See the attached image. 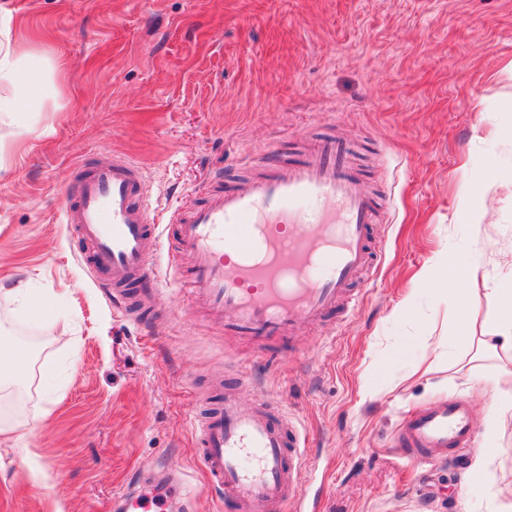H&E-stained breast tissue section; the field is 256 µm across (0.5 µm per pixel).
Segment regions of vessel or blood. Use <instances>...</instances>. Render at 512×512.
Returning <instances> with one entry per match:
<instances>
[{"instance_id":"1","label":"vessel or blood","mask_w":512,"mask_h":512,"mask_svg":"<svg viewBox=\"0 0 512 512\" xmlns=\"http://www.w3.org/2000/svg\"><path fill=\"white\" fill-rule=\"evenodd\" d=\"M151 208L139 164L115 159L82 169L66 212L93 280L128 316L136 312L134 281L143 280L146 295L161 292L155 261L164 237L173 260L190 259L180 283L196 304L225 330L260 343L349 313L359 301L354 284L380 263L371 229L382 198L364 189L349 144L333 135L298 161L230 182L214 174L204 201L175 210L167 229L153 224ZM194 428L198 461L224 512H288L302 498L305 448L264 399L246 405L228 392ZM399 444L420 464L474 446L470 407L451 401L411 414ZM172 498L189 512L176 481L162 497L124 496L119 512H166Z\"/></svg>"}]
</instances>
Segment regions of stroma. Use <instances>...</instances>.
Segmentation results:
<instances>
[{
  "mask_svg": "<svg viewBox=\"0 0 512 512\" xmlns=\"http://www.w3.org/2000/svg\"><path fill=\"white\" fill-rule=\"evenodd\" d=\"M14 55L48 73L39 112H0V342L25 344L0 399V512H114L135 480L177 474L193 512H224L197 460L193 419L224 389L265 395L306 434L299 512H502L512 503V408L501 362L474 337L499 328L491 287L512 275V0H0ZM494 126L502 135L482 138ZM334 132L359 143L386 193L379 268L335 335L253 347L195 310L166 263L160 303L113 311L64 212L82 162L136 160L158 224L247 155L299 156ZM473 154L479 168L461 167ZM482 176L491 211L457 215ZM471 250L463 316L418 279ZM26 280L45 305L11 288ZM405 317H395L402 304ZM449 339L447 353L426 336ZM448 398L476 445L414 466L404 413ZM491 448L492 483L467 482Z\"/></svg>",
  "mask_w": 512,
  "mask_h": 512,
  "instance_id": "obj_1",
  "label": "stroma"
}]
</instances>
